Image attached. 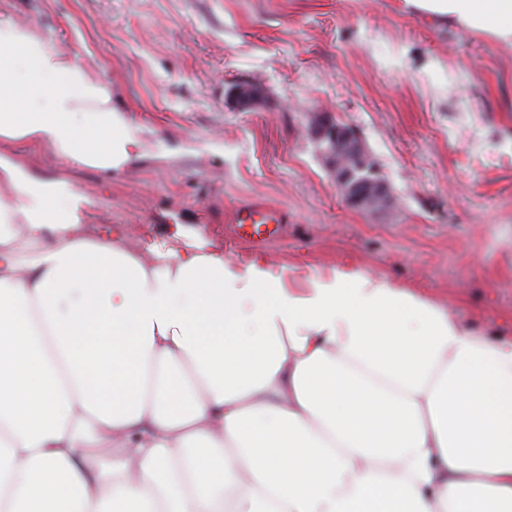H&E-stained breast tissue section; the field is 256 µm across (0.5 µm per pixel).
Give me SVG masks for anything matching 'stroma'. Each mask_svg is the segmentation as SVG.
I'll list each match as a JSON object with an SVG mask.
<instances>
[{"label":"stroma","instance_id":"obj_1","mask_svg":"<svg viewBox=\"0 0 512 512\" xmlns=\"http://www.w3.org/2000/svg\"><path fill=\"white\" fill-rule=\"evenodd\" d=\"M108 84L142 142L120 169L21 142L0 153L85 194L87 234L140 248L203 232L273 268L348 263L458 306L472 327L512 314V50L403 0H0ZM262 86L243 110L235 85ZM330 111L367 145L395 207L342 199L309 133ZM262 202L284 232L258 248L232 216Z\"/></svg>","mask_w":512,"mask_h":512}]
</instances>
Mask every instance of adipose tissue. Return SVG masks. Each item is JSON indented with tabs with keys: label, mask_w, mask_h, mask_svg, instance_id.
<instances>
[{
	"label": "adipose tissue",
	"mask_w": 512,
	"mask_h": 512,
	"mask_svg": "<svg viewBox=\"0 0 512 512\" xmlns=\"http://www.w3.org/2000/svg\"><path fill=\"white\" fill-rule=\"evenodd\" d=\"M406 2L512 44V0ZM1 139L101 170L138 147L108 85L2 22ZM85 205L0 153V512H512V337L199 233L147 259Z\"/></svg>",
	"instance_id": "obj_1"
}]
</instances>
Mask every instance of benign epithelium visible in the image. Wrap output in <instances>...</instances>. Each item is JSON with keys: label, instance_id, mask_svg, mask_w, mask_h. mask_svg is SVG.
I'll return each mask as SVG.
<instances>
[{"label": "benign epithelium", "instance_id": "7a95c632", "mask_svg": "<svg viewBox=\"0 0 512 512\" xmlns=\"http://www.w3.org/2000/svg\"><path fill=\"white\" fill-rule=\"evenodd\" d=\"M261 88L245 82L235 86L233 96L239 107H254L261 98ZM310 135L323 145V157L336 180L345 202L352 208L377 212L395 204V196L384 181H357L351 166L364 168L372 163L370 154L356 131L333 120L326 113L314 115Z\"/></svg>", "mask_w": 512, "mask_h": 512}]
</instances>
